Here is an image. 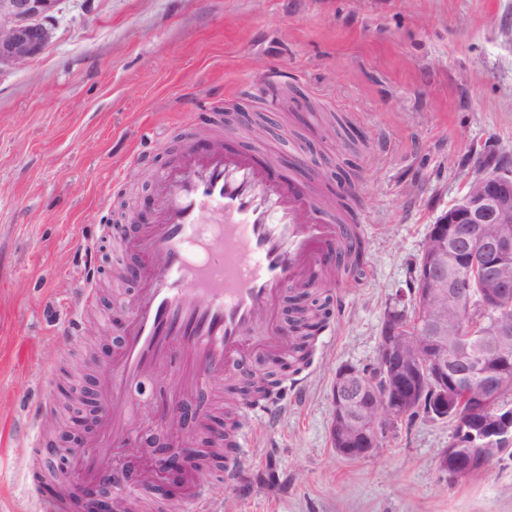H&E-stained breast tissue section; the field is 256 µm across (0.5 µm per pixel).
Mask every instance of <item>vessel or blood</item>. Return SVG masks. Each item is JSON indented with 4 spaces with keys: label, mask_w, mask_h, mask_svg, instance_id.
Instances as JSON below:
<instances>
[{
    "label": "vessel or blood",
    "mask_w": 512,
    "mask_h": 512,
    "mask_svg": "<svg viewBox=\"0 0 512 512\" xmlns=\"http://www.w3.org/2000/svg\"><path fill=\"white\" fill-rule=\"evenodd\" d=\"M268 156L185 146L156 183L158 217L137 249L157 258L124 326L111 387L101 405L110 434L97 459L130 441L129 392L173 354L180 387L218 378L253 351V326L266 324L264 350L283 355L290 333L278 320L287 288L310 286L334 268L347 239L312 186L273 175Z\"/></svg>",
    "instance_id": "1"
}]
</instances>
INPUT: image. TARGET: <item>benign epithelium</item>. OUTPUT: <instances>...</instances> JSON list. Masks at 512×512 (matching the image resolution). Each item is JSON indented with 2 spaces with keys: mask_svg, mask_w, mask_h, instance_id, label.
<instances>
[{
  "mask_svg": "<svg viewBox=\"0 0 512 512\" xmlns=\"http://www.w3.org/2000/svg\"><path fill=\"white\" fill-rule=\"evenodd\" d=\"M61 0H0V68L27 64L53 38ZM412 314L385 315L374 371L336 370L330 439L347 459L374 454L398 421L422 414L456 422L460 435L436 458L442 475L481 471L512 451V170L478 160L461 195L431 226L417 267ZM100 376L90 380L85 412L56 433L45 456L66 465L88 447ZM200 418L184 404L161 423L185 430ZM197 449L180 443L156 449L162 469L177 474ZM124 474L105 471L75 484L90 512H117L112 487Z\"/></svg>",
  "mask_w": 512,
  "mask_h": 512,
  "instance_id": "obj_1",
  "label": "benign epithelium"
}]
</instances>
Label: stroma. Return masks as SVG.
I'll use <instances>...</instances> for the list:
<instances>
[{
    "label": "stroma",
    "mask_w": 512,
    "mask_h": 512,
    "mask_svg": "<svg viewBox=\"0 0 512 512\" xmlns=\"http://www.w3.org/2000/svg\"><path fill=\"white\" fill-rule=\"evenodd\" d=\"M261 112L271 135L235 137L305 179L355 173L368 264L331 286L330 327L312 366L287 378L264 420L247 418L225 463L183 469L178 484L140 483L152 444L178 436L157 418L174 368L139 388L132 445L109 467L132 470L117 498L215 512H512V456L451 479L436 470L450 424L399 421L373 455L348 460L330 441L338 367L373 365L388 310L411 311L416 262L431 224L460 195L477 154L512 158V0H64L51 46L0 70V512H38L54 463L33 444L39 397L76 385L90 357L108 368L139 282L119 236L127 204L155 216L159 170L185 142L206 148L226 103ZM364 144L339 148L336 119ZM96 313L68 340L86 281ZM270 360L182 394L224 418L226 383L247 386Z\"/></svg>",
    "instance_id": "35a3bbf8"
}]
</instances>
